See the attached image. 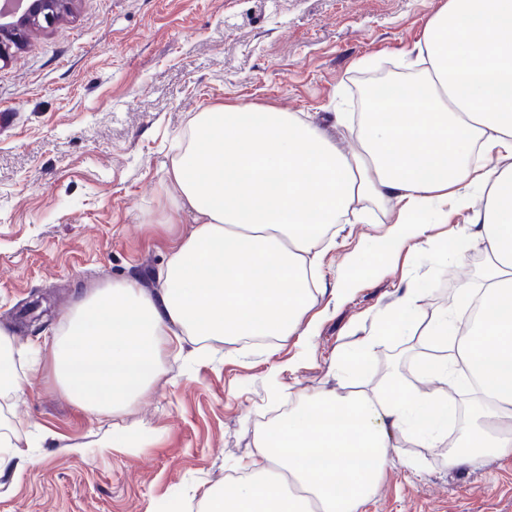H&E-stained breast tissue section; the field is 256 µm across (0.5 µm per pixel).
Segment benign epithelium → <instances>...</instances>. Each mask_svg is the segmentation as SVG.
<instances>
[{"instance_id":"1","label":"benign epithelium","mask_w":512,"mask_h":512,"mask_svg":"<svg viewBox=\"0 0 512 512\" xmlns=\"http://www.w3.org/2000/svg\"><path fill=\"white\" fill-rule=\"evenodd\" d=\"M21 7L0 11V61H7L25 42L31 28H51L69 13L74 0H17Z\"/></svg>"}]
</instances>
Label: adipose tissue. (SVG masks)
Wrapping results in <instances>:
<instances>
[{
    "mask_svg": "<svg viewBox=\"0 0 512 512\" xmlns=\"http://www.w3.org/2000/svg\"><path fill=\"white\" fill-rule=\"evenodd\" d=\"M414 77L384 82L361 113L357 147L342 151L306 119L255 105L207 108L171 162L174 217L192 222L148 291L124 280L84 294L45 342L55 381L82 410L110 417L152 389L164 353L184 341L308 336L317 251L355 202L396 200L405 225L392 247L427 240L423 214L482 199L474 236L488 259L479 287L462 285L465 323L439 313L421 360L422 389L337 387L301 396L255 437L245 477L207 512H356L395 450L397 433L446 443L449 391L479 389L464 450L449 467L512 454V0H444L417 46ZM495 152L504 167L472 164ZM13 336L0 329V399L22 393Z\"/></svg>",
    "mask_w": 512,
    "mask_h": 512,
    "instance_id": "adipose-tissue-1",
    "label": "adipose tissue"
}]
</instances>
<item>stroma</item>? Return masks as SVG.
Wrapping results in <instances>:
<instances>
[{
  "label": "stroma",
  "instance_id": "obj_1",
  "mask_svg": "<svg viewBox=\"0 0 512 512\" xmlns=\"http://www.w3.org/2000/svg\"><path fill=\"white\" fill-rule=\"evenodd\" d=\"M444 0H75L52 29L33 30L0 62V327L43 345L81 292L112 281L155 289L153 272L181 231L167 223L178 191L168 171L192 116L227 103L312 119L343 151L338 126L356 113L372 67H403ZM366 224L335 225L316 267L321 292L303 313L309 336L212 339L165 355L151 391L96 419L75 406L48 367L0 402V427L26 458L0 470V512H199L240 472L258 429L342 374L383 389L417 385L420 337L454 309L460 281H480L482 251L454 243L476 209H449L430 243L394 249L396 201ZM417 316L391 322L405 289ZM377 336L369 370L349 356ZM396 451L357 512H512V457L448 468L429 440L395 437Z\"/></svg>",
  "mask_w": 512,
  "mask_h": 512
}]
</instances>
